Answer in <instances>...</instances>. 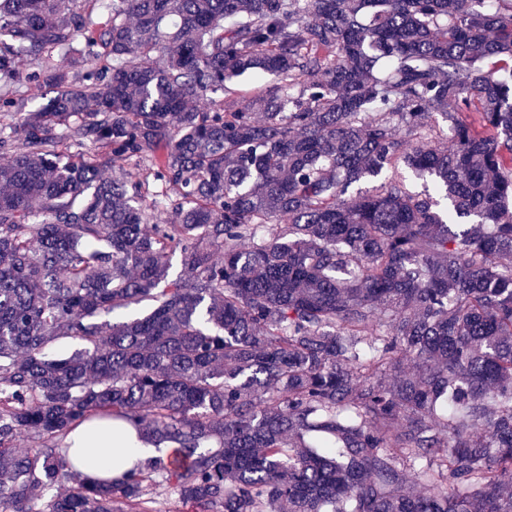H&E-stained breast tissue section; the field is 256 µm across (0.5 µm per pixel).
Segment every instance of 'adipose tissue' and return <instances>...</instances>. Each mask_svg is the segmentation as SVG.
Returning a JSON list of instances; mask_svg holds the SVG:
<instances>
[{"label":"adipose tissue","instance_id":"adipose-tissue-1","mask_svg":"<svg viewBox=\"0 0 512 512\" xmlns=\"http://www.w3.org/2000/svg\"><path fill=\"white\" fill-rule=\"evenodd\" d=\"M74 446L69 463L74 470L89 477L112 479L120 477L117 459L144 461L160 456L161 451L153 445L139 441L132 428L120 431L111 426L90 427L83 424L71 433Z\"/></svg>","mask_w":512,"mask_h":512}]
</instances>
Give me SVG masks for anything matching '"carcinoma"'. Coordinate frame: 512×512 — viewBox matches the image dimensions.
<instances>
[{
    "label": "carcinoma",
    "mask_w": 512,
    "mask_h": 512,
    "mask_svg": "<svg viewBox=\"0 0 512 512\" xmlns=\"http://www.w3.org/2000/svg\"><path fill=\"white\" fill-rule=\"evenodd\" d=\"M77 2L0 0V512H512V0ZM103 421L185 463L45 497ZM18 94L26 98L29 110H35L44 105L47 100L55 94L49 87L38 86L34 84L21 83L18 88Z\"/></svg>",
    "instance_id": "obj_1"
}]
</instances>
